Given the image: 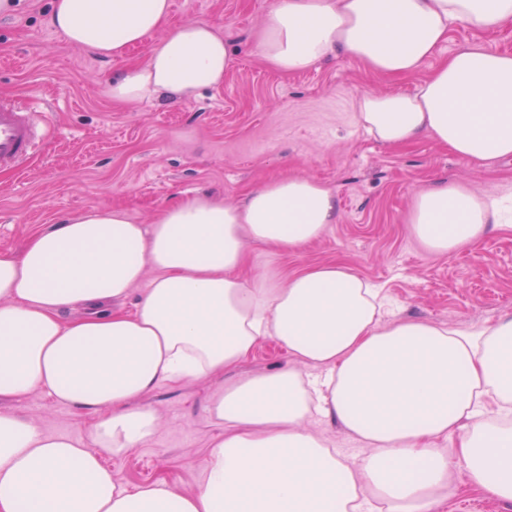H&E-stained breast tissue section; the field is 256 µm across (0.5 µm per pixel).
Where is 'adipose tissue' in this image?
<instances>
[{"instance_id":"obj_1","label":"adipose tissue","mask_w":512,"mask_h":512,"mask_svg":"<svg viewBox=\"0 0 512 512\" xmlns=\"http://www.w3.org/2000/svg\"><path fill=\"white\" fill-rule=\"evenodd\" d=\"M170 12V0H52L50 20L104 57L148 46L143 63L113 76L114 100L188 99L223 83L233 51L215 25L172 27ZM511 21L512 0H272L255 39L283 74L336 55L405 77L452 29L492 34ZM355 118L387 146L425 135L465 161L512 158V54L463 43L413 92L362 94ZM335 221L332 190L294 175L236 205L181 198L150 224L94 207L0 252V399L44 391L105 414L82 440L0 413V512H433L458 468L512 501V315L476 329L386 324L377 290L341 264L284 284L268 270L240 277L247 243L292 252ZM407 221L427 249L450 255L512 226V192L439 182L413 196ZM266 337L295 365L214 393L208 412L224 433L196 491L113 480L105 456L156 431L146 394L232 368ZM314 415L360 440L359 464L305 429ZM448 436L454 450L436 447Z\"/></svg>"}]
</instances>
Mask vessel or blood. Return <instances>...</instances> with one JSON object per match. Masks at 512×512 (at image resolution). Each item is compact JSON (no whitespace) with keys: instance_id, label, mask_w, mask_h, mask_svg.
Returning a JSON list of instances; mask_svg holds the SVG:
<instances>
[{"instance_id":"1","label":"vessel or blood","mask_w":512,"mask_h":512,"mask_svg":"<svg viewBox=\"0 0 512 512\" xmlns=\"http://www.w3.org/2000/svg\"><path fill=\"white\" fill-rule=\"evenodd\" d=\"M49 113L31 101L0 98V169L18 171L36 156L48 130Z\"/></svg>"}]
</instances>
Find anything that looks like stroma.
<instances>
[{
    "label": "stroma",
    "instance_id": "1",
    "mask_svg": "<svg viewBox=\"0 0 512 512\" xmlns=\"http://www.w3.org/2000/svg\"><path fill=\"white\" fill-rule=\"evenodd\" d=\"M271 0H172L171 24L206 21L234 51L218 87L187 100L155 96L113 102L112 75L141 63L146 47L125 60L102 58L68 44L49 23L51 0H16L0 14V96L45 100L53 128L20 172L0 171V251L20 250L44 226L93 207L117 206L136 224L151 223L182 196L207 194L240 203L246 193L288 175L310 176L334 191L339 217L322 237L294 253L248 245L243 275L277 271L288 281L306 267L340 262L382 289L394 318L473 329L512 314V230L491 231L452 256L424 251L407 230L415 193L453 180L481 196L512 187V160L463 161L423 136L402 147L374 141L357 127L355 104L365 92L409 93L436 67L414 75H375L332 57L302 74L265 66L255 33ZM287 350L260 340L224 374L164 386L144 396L157 415L150 441L108 458L123 486L165 483L192 492L201 462L224 428L208 413L213 393L253 374L291 366ZM0 413L35 422L49 435L88 438L101 413L63 406L36 391L0 402ZM434 512H512L472 488L464 471Z\"/></svg>",
    "mask_w": 512,
    "mask_h": 512
}]
</instances>
